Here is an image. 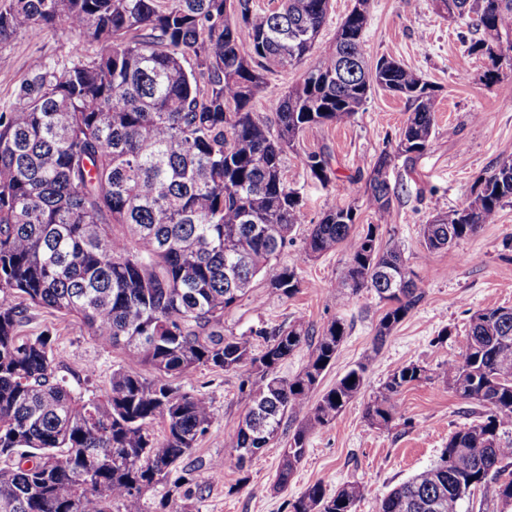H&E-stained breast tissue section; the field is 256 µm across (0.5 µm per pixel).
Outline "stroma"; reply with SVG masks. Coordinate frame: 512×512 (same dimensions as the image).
Instances as JSON below:
<instances>
[{"label":"stroma","instance_id":"obj_1","mask_svg":"<svg viewBox=\"0 0 512 512\" xmlns=\"http://www.w3.org/2000/svg\"><path fill=\"white\" fill-rule=\"evenodd\" d=\"M473 37L467 20L448 19L437 0H370L363 53L371 64L383 56L394 58L432 85L436 127L430 146L411 163L395 154L410 107L405 99L380 89L347 123L304 130L294 151L285 156L283 172L287 185L302 199L307 221L294 228L279 257L280 263L297 266L300 288L285 297L256 281L224 318L228 336L263 323L286 326L298 319L319 330L343 318L349 334L311 397L319 399L367 359L371 365L361 392L336 421L309 435L288 488L277 492L272 488L275 473L301 416L285 420L277 438L243 470H213L214 462L231 453L249 400L240 388V372L197 367L184 382L210 397L213 419L180 467L205 474L206 481L199 487L167 483L148 490L147 512H289L288 502L315 483L330 494L343 484H358L363 493L354 512H378L390 490L430 467L449 436L475 421L472 404L449 388L446 369L460 359L461 342L476 311L512 307V260L502 257L504 241L512 239V204L503 207L496 223L449 248L427 252L420 235L433 212L450 214L462 208L475 180L512 157V71L504 72L498 82L486 83L487 59L467 53ZM73 42V34L64 29L30 30L1 48L8 63L0 67V111L16 105V91L32 56L49 61L68 58ZM304 71L299 64L268 74L251 103L252 111L273 122L271 102L298 84ZM323 148L337 162V176L326 186L298 163L299 154ZM385 150L393 154L388 169L393 203L382 221L366 203V181ZM351 202L360 207L358 227L379 224L382 241L401 244L425 293L379 347L373 341L374 328L386 304L369 289L354 297L331 289L349 261L347 251L340 248L313 259L303 253L310 227L323 212ZM29 316L24 334L53 332L57 370L71 386L86 383L101 393L115 369L152 374L121 349L102 344L77 321L37 306L30 307ZM410 363L423 366L427 380L404 389L400 414L391 427L374 428L365 417L368 402L389 373Z\"/></svg>","mask_w":512,"mask_h":512}]
</instances>
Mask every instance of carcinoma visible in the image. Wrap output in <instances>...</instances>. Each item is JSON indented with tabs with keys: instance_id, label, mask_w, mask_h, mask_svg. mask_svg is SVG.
Instances as JSON below:
<instances>
[{
	"instance_id": "carcinoma-1",
	"label": "carcinoma",
	"mask_w": 512,
	"mask_h": 512,
	"mask_svg": "<svg viewBox=\"0 0 512 512\" xmlns=\"http://www.w3.org/2000/svg\"><path fill=\"white\" fill-rule=\"evenodd\" d=\"M369 2L354 0L332 47L272 102V128L250 103L269 73L312 52L329 0H280L269 12L253 0H235L231 11L228 0H0V43L33 29L77 36L68 59L31 58L18 104L0 112V512H146L145 492L167 481L212 422L206 394L170 382L199 366L243 370L250 401L235 454L215 470L242 467L243 450L267 447L285 417L305 413L275 490L288 486L310 433L337 420L360 392L369 359L309 404L348 335L342 318L318 335L300 320L226 337L224 316L258 277L287 297L299 288L296 265L277 256L307 219L282 169L306 128L349 121L379 88L411 108L397 152L412 161L429 148L433 88L393 58L367 66ZM440 2L450 18L474 14L482 37L467 53L486 57L494 79L499 62H512V0ZM89 45L98 50L88 53ZM390 162L381 153L368 181L367 202L381 219L392 196L377 174ZM299 164L323 184L334 176L324 150L300 155ZM507 203L511 157L478 179L464 207L422 225L425 249L477 233ZM357 218L353 204L328 208L304 254L348 250L334 288L349 297L369 289L389 304L375 326L378 347L424 292L401 248L382 246L379 226L352 232ZM12 295L20 301L7 302ZM30 305L79 321L156 376L119 368L104 394L75 390L56 374L51 331L21 334ZM256 337L264 341L258 354ZM305 346L302 370L280 375ZM423 379L417 364L393 370L365 408L369 423L391 425L403 388ZM448 386L481 409L479 420L451 434L438 460L392 489L379 512H462L474 491L492 484L512 503V311L471 316ZM361 495L354 483L333 495L316 483L290 512H353Z\"/></svg>"
}]
</instances>
